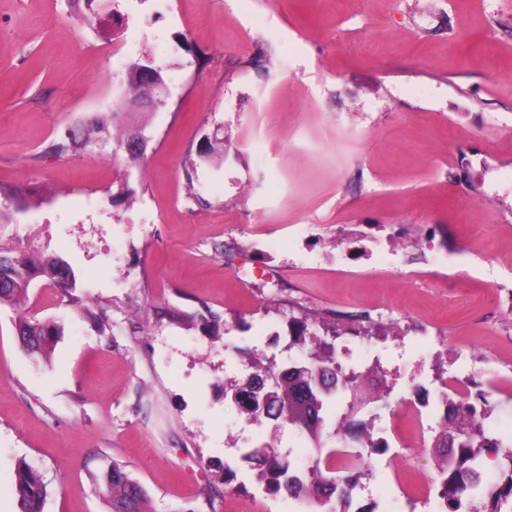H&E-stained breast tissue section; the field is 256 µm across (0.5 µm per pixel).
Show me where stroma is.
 <instances>
[{
  "mask_svg": "<svg viewBox=\"0 0 512 512\" xmlns=\"http://www.w3.org/2000/svg\"><path fill=\"white\" fill-rule=\"evenodd\" d=\"M138 59L168 90L144 119V171L108 146L47 154L112 111ZM218 130L227 160L199 162ZM1 183L43 202L0 223V250L72 278L0 308V512H19L23 462L49 484L44 512H110L116 462L147 512H297L241 455L271 443L302 465L310 443L224 397L247 356L287 362L294 317L331 323L337 360L391 390L361 413L389 450L348 512H436L397 482L404 461L434 471L429 449L389 425L420 387L434 425L442 379L477 375L449 346L512 382L495 288L512 275V0H103L89 18L75 0H0ZM121 183L134 196L111 203ZM451 253L467 305L438 319ZM22 315L57 327L46 362L21 348Z\"/></svg>",
  "mask_w": 512,
  "mask_h": 512,
  "instance_id": "obj_1",
  "label": "stroma"
}]
</instances>
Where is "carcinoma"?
<instances>
[{"label":"carcinoma","mask_w":512,"mask_h":512,"mask_svg":"<svg viewBox=\"0 0 512 512\" xmlns=\"http://www.w3.org/2000/svg\"><path fill=\"white\" fill-rule=\"evenodd\" d=\"M143 69L155 73V82L142 81ZM165 83L160 69L137 60L127 70L120 88V104L109 115L96 117L88 133L69 132L65 137L46 146V152L57 156H74L86 152L93 144H112V152L126 150L131 139L143 134L144 127L132 125L134 112L131 102L140 100L144 107L153 109L162 99L160 90ZM224 138H206L201 157L224 159ZM0 197L15 204L19 210L40 205L36 199L11 186L0 185ZM69 268L58 259L33 261L26 255H0V281L8 287L0 288V307L19 305L37 278L54 285L68 277ZM53 328L47 322L21 319L16 333L23 340L26 350L35 361L48 357L52 348ZM334 335L336 329L319 325L304 318L289 321L288 350H297L298 357L288 358V364L275 360L253 361L250 374L243 388L232 389V398L245 410L249 419L260 422L270 420L278 425L286 424L313 444L310 465L297 467L277 448L268 444L254 448L243 455L252 464L258 482L264 484L273 495L284 494L295 501H307L321 507L336 500L343 504L350 501L356 489L362 469L374 454H381L386 445L373 438L368 423L354 417V408L341 414L336 404L348 392L362 391L367 374L347 371L336 364L334 346L319 334ZM443 416H452L458 430L450 454L442 455L432 473L433 487L439 502L438 512H461L463 500L475 491L487 497L483 512H503L502 506L512 502V434L488 435L483 424L476 422L475 415L487 419L492 413L490 404L482 397L474 403H458L443 394ZM333 427L335 441L323 440V433ZM338 448L361 449V462L349 474L330 463ZM501 448L497 466L500 482L490 488L482 485L481 449ZM105 483L111 496L112 512H145L146 496L143 488L134 481L124 466L113 464L105 475ZM15 492L20 512H43L48 497V484L27 463H21L15 474Z\"/></svg>","instance_id":"cac0c4a2"}]
</instances>
